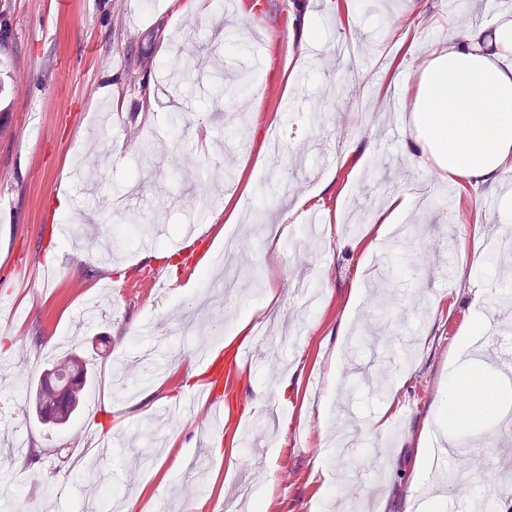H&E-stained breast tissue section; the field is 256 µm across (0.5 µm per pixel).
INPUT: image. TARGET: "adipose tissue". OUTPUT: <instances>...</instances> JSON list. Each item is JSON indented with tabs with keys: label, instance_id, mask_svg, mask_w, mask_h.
Instances as JSON below:
<instances>
[{
	"label": "adipose tissue",
	"instance_id": "1",
	"mask_svg": "<svg viewBox=\"0 0 512 512\" xmlns=\"http://www.w3.org/2000/svg\"><path fill=\"white\" fill-rule=\"evenodd\" d=\"M480 31L450 35L423 69L415 95L403 103V126L422 147L423 160L434 161L449 176L487 182L512 158V25H500L493 55L482 54ZM414 207L410 193H390L374 218L373 252L397 221ZM503 388L489 373L469 371L448 383L449 413L472 424L500 416Z\"/></svg>",
	"mask_w": 512,
	"mask_h": 512
}]
</instances>
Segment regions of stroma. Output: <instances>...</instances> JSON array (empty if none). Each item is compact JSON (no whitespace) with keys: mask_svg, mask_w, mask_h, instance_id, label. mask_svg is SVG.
<instances>
[{"mask_svg":"<svg viewBox=\"0 0 512 512\" xmlns=\"http://www.w3.org/2000/svg\"><path fill=\"white\" fill-rule=\"evenodd\" d=\"M199 0L173 17L164 0H8L0 16V439L33 449L27 472L0 453V512H80L94 496L73 467L136 499L137 512H233L241 482L270 489L264 512H408L423 446L447 437L477 468L447 497L497 491L492 451L467 445L448 421L444 393L464 355L460 331L475 297L493 306L511 267L486 241L511 217L497 184L461 192L453 178L416 166L411 139L390 141L399 92H413L417 61L448 38L451 0ZM315 27L320 58H302L294 36ZM351 59L326 66L336 49ZM196 56L182 89V130L156 86L178 52ZM279 157L258 155L271 129ZM445 186L453 211L431 206ZM312 194L278 251L264 227L292 190ZM403 190L419 202L377 253L346 230L352 208ZM69 193L75 216L93 219L82 239L58 237L50 205ZM127 194L137 222L115 224L112 259L97 246L112 199ZM241 221L225 222L226 204ZM322 221L306 242L296 227ZM196 243L178 273L158 252L177 251L188 223ZM237 232L232 288L179 285L206 265L220 272L218 230ZM448 275L431 278L435 267ZM277 269L276 300L267 279ZM161 270L160 283L140 285ZM254 355L220 385L224 425L205 434L207 409L173 420L167 400L189 399L191 358L222 343L241 314ZM94 373L78 419L50 429L28 411L43 372L62 356ZM340 383H332L334 362ZM155 395L117 396L110 373ZM223 455H216V445Z\"/></svg>","mask_w":512,"mask_h":512,"instance_id":"35a3bbf8","label":"stroma"}]
</instances>
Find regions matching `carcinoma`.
Listing matches in <instances>:
<instances>
[{
    "mask_svg": "<svg viewBox=\"0 0 512 512\" xmlns=\"http://www.w3.org/2000/svg\"><path fill=\"white\" fill-rule=\"evenodd\" d=\"M88 380L87 363L72 357L58 362L43 376L29 399L36 416H50L57 425L67 424L81 404V394Z\"/></svg>",
    "mask_w": 512,
    "mask_h": 512,
    "instance_id": "obj_1",
    "label": "carcinoma"
}]
</instances>
